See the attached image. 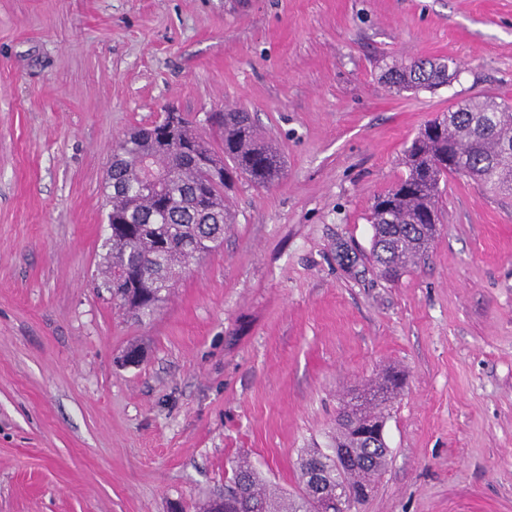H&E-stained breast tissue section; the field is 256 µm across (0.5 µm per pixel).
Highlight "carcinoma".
I'll return each mask as SVG.
<instances>
[{"instance_id":"obj_1","label":"carcinoma","mask_w":512,"mask_h":512,"mask_svg":"<svg viewBox=\"0 0 512 512\" xmlns=\"http://www.w3.org/2000/svg\"><path fill=\"white\" fill-rule=\"evenodd\" d=\"M457 72L448 63L418 60L394 64L385 72L398 90H427L448 84ZM168 140L157 138V126L138 128L116 146L107 182V223L112 236L104 247L103 287L112 299L138 318L150 317L165 300L175 279L171 274L216 251L228 223L226 190L245 178L259 187L272 184L280 160L272 147L256 140L250 114L228 110L218 120L224 130V157L180 114ZM455 147L458 167L445 165L448 145ZM512 104L493 97L463 100L427 123L405 151L406 175L377 197L372 207L371 259L381 276L395 281L425 256L437 233L440 182L463 176L497 196H512ZM152 169L161 176L157 187L135 189L139 176ZM224 169V180L212 170ZM400 385L385 374L377 395L349 403L336 419L333 448L354 458L336 468L316 448H307L298 462L293 494L268 485L245 458L231 461L224 488L201 504L199 512H320L336 498V488L354 490L380 475L388 464L385 438L360 429L381 427L383 405Z\"/></svg>"}]
</instances>
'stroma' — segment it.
<instances>
[{
	"label": "stroma",
	"instance_id": "stroma-1",
	"mask_svg": "<svg viewBox=\"0 0 512 512\" xmlns=\"http://www.w3.org/2000/svg\"><path fill=\"white\" fill-rule=\"evenodd\" d=\"M455 80L399 91L392 61ZM512 103V0H0V512H197L247 456L301 449L389 370V461L355 512H512V198L452 177L398 281L371 208L462 99ZM175 109L251 113L285 161L138 321L97 285L112 149ZM139 346V364L118 358Z\"/></svg>",
	"mask_w": 512,
	"mask_h": 512
}]
</instances>
